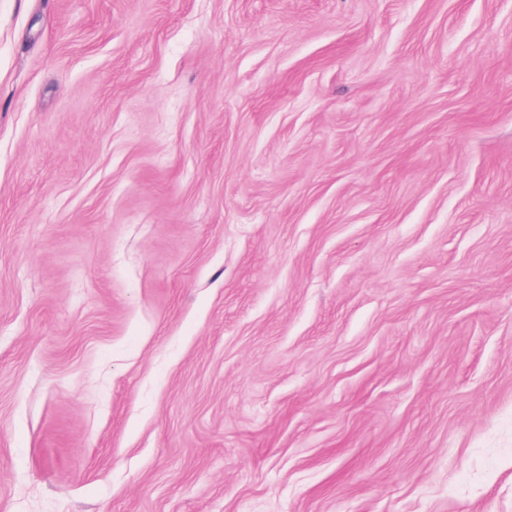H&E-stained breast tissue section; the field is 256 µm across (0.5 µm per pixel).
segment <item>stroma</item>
<instances>
[{"instance_id":"obj_1","label":"stroma","mask_w":512,"mask_h":512,"mask_svg":"<svg viewBox=\"0 0 512 512\" xmlns=\"http://www.w3.org/2000/svg\"><path fill=\"white\" fill-rule=\"evenodd\" d=\"M0 512H512V0H0Z\"/></svg>"}]
</instances>
